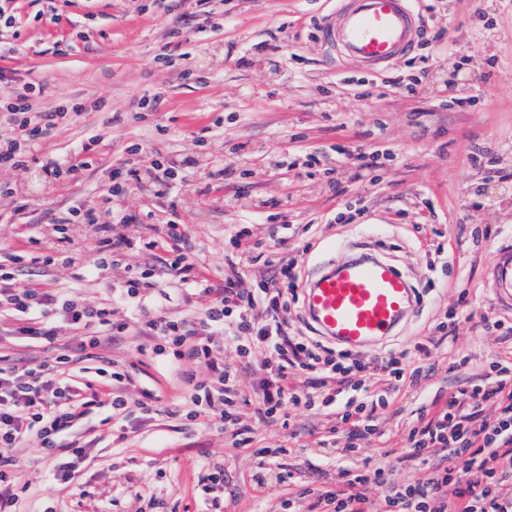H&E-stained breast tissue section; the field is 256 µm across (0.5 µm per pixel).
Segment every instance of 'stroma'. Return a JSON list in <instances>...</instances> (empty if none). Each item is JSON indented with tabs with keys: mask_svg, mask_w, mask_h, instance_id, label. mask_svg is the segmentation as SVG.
I'll list each match as a JSON object with an SVG mask.
<instances>
[{
	"mask_svg": "<svg viewBox=\"0 0 512 512\" xmlns=\"http://www.w3.org/2000/svg\"><path fill=\"white\" fill-rule=\"evenodd\" d=\"M14 35L0 68L43 86L41 110L58 97L99 99L101 111L55 130L28 171L0 170L30 202L12 213L0 201V245L16 244L24 225L42 218L41 203L64 208L97 195L109 181L121 146L146 138L155 126L169 135L156 149L172 163L198 162L199 178L182 194L179 213L195 247L221 262L231 238L247 231L251 242L271 243L281 225L291 235L280 258L307 273L337 243H359L362 225L377 226V248L423 294L420 310L398 347L432 340L430 367L417 384L396 390L390 408L377 411L380 441L356 465L372 473L389 467L398 482L422 476L425 465L407 458L403 433L424 396L449 393L489 378L491 362L512 358V311L497 309L482 277L496 247L512 245V0H417L433 16L440 37L431 41L436 68L421 73L397 63L371 74L356 65L331 66L316 25L332 0H224L203 39L190 46L189 74L156 61L163 45L195 20L197 0L168 13L152 0H56L59 22L39 17V0H18ZM66 42L57 53L56 42ZM162 92L156 112H139L145 93ZM467 98L464 106L451 97ZM375 138H368V131ZM105 136V159L79 180L54 189L43 179L46 160L65 161L96 134ZM378 153L375 167L351 180L347 156L334 145ZM490 145L491 160L472 162L474 145ZM318 161L306 166V157ZM224 169L220 187L204 174ZM144 341L128 336L109 356L134 363L138 388L156 391L161 408L179 394L175 368L157 363ZM331 424L327 409L291 411L287 426L254 427L236 446L230 435L201 428L174 432L159 417L126 438L105 437L89 450L76 484L117 498L112 512H139V489L153 487L156 512H200L195 460L224 469L223 512H282L281 503L302 485L336 478L323 463L317 438ZM292 446L268 471L264 491L248 479L259 449ZM52 459L30 452L15 480L28 486L24 512H39L44 498L72 512L69 490L41 483ZM165 478H157V469Z\"/></svg>",
	"mask_w": 512,
	"mask_h": 512,
	"instance_id": "1",
	"label": "stroma"
}]
</instances>
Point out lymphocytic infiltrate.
I'll return each instance as SVG.
<instances>
[{
    "label": "lymphocytic infiltrate",
    "instance_id": "obj_1",
    "mask_svg": "<svg viewBox=\"0 0 512 512\" xmlns=\"http://www.w3.org/2000/svg\"><path fill=\"white\" fill-rule=\"evenodd\" d=\"M42 93V87L0 72L1 170H27L41 142L88 109L81 100L66 98L53 111H38ZM102 144L100 137L89 138L65 163L47 162L46 176L55 183L76 179L97 164ZM121 154L97 198L47 209L46 225H31L23 248H0V320L8 322L0 331L23 348L63 335L74 340L43 359L0 354V512H19L26 495L13 480L24 450L52 456L48 480L72 485L90 445L82 426L92 413L103 412L119 431L164 414L183 426L232 432L235 444L242 445L252 425L287 423L289 411L301 407L332 409V432L342 441L338 447L319 442L325 463L336 469V484L303 489L308 512H367L365 485L371 479L384 490V512H512V472L497 466L499 459L512 457L511 362L495 363L492 382L435 396L432 412L420 413L405 429L411 456L439 452L447 466L401 484L383 466L369 476L354 472L348 461L376 435V411L389 407L397 382L418 380L421 370L411 360L414 354H428L427 344L388 349L368 361L290 333L288 304L299 298L298 276L291 264L275 258L270 280L242 288L239 268L256 249L246 234L232 238L235 257L225 272L205 265L180 221H169L156 236L139 242L114 234L115 225L144 221L125 207L133 184L150 178L155 194L175 203L194 173L190 167L175 169L149 139L126 144ZM78 224L96 242L88 263L74 247L72 230ZM133 251L142 255V263H127ZM31 266L42 273L76 266L85 279L123 267V277L112 288L123 304H135L133 319L117 318L111 299L90 304L71 289L45 288L36 279L21 278V270ZM149 288L199 295L208 304L196 315L167 313L162 305L140 303ZM132 331L145 337L157 361L181 367L175 408L160 410L158 396L146 390L130 399L136 382L132 364L103 359L113 337ZM258 349L269 354L266 376L259 392L250 396L239 383L238 364ZM228 350L235 352L236 362H225ZM92 360L99 363L93 370L88 367ZM190 362L206 366L207 377L187 370ZM483 405L494 408L493 421L480 419Z\"/></svg>",
    "mask_w": 512,
    "mask_h": 512
}]
</instances>
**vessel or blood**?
Wrapping results in <instances>:
<instances>
[{"mask_svg":"<svg viewBox=\"0 0 512 512\" xmlns=\"http://www.w3.org/2000/svg\"><path fill=\"white\" fill-rule=\"evenodd\" d=\"M318 36L332 53L370 72L411 57L421 19L413 0H336ZM485 283L498 304L512 308V247H498ZM304 320L316 336L347 351L384 347L418 311L411 278L376 254L332 248L300 285Z\"/></svg>","mask_w":512,"mask_h":512,"instance_id":"vessel-or-blood-1","label":"vessel or blood"}]
</instances>
